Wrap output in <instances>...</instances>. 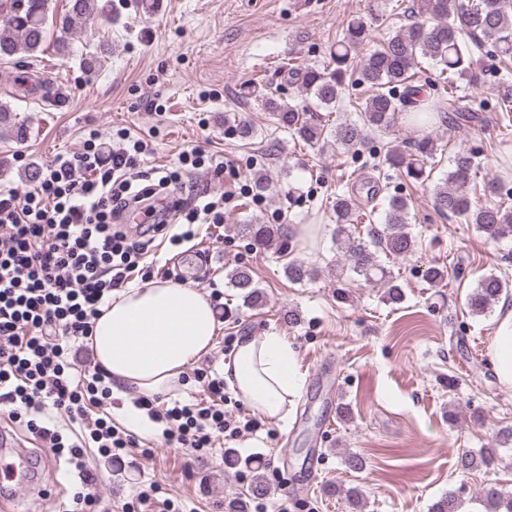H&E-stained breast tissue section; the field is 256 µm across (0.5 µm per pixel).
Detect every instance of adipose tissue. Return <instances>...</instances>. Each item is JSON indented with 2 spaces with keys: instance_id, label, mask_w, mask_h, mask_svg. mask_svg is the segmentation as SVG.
Instances as JSON below:
<instances>
[{
  "instance_id": "ef3b65f1",
  "label": "adipose tissue",
  "mask_w": 512,
  "mask_h": 512,
  "mask_svg": "<svg viewBox=\"0 0 512 512\" xmlns=\"http://www.w3.org/2000/svg\"><path fill=\"white\" fill-rule=\"evenodd\" d=\"M217 320L199 288L153 280L115 293L93 324L90 339L96 361L116 391L147 397L176 390L187 367L211 352ZM499 385L512 390V305L502 304L490 341ZM224 379L236 395L266 418L288 415V399L302 379L287 339L270 332L239 341Z\"/></svg>"
}]
</instances>
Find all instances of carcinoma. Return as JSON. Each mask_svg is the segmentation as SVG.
Masks as SVG:
<instances>
[{
    "label": "carcinoma",
    "instance_id": "obj_1",
    "mask_svg": "<svg viewBox=\"0 0 512 512\" xmlns=\"http://www.w3.org/2000/svg\"><path fill=\"white\" fill-rule=\"evenodd\" d=\"M48 0H8L0 3V56L24 54L29 57L43 50L46 40ZM412 13L423 21L398 30L383 38L354 64L357 53L368 44L371 26L384 20L386 9L370 12L349 20L342 36L330 47L329 65L291 67L290 82L301 89L304 99L298 104H286L266 85L250 82L243 94L260 103L271 113L278 127L291 132L308 145L332 141L338 149H358L365 146L367 132L386 133L395 120L406 112V102L415 97L411 85L413 73L420 60L427 59L448 82L442 91L426 103H415L410 119L424 126L431 114L460 110L456 81L468 83L475 78V62L464 35H477L491 42L501 55H512V0H413ZM112 20V0H70L69 8L59 20L61 35L57 50L67 51L66 35L78 26ZM366 85L370 95L360 110V122H330L329 110L336 107L341 94L350 86ZM11 128L15 139L25 136L24 124L6 105H0V125ZM438 138L430 133L409 142V149L399 144L389 145L382 163L403 170L415 181L430 180L437 152ZM473 154L465 149L455 152L450 169L431 188L434 209L442 215L459 216L476 225L488 239L498 241L512 236V207L503 202L481 203L470 196L474 180ZM336 228V246L346 254L348 271L366 283L382 282L387 286V298L393 303L403 299V291L392 271L382 264L378 254L387 257H406L417 245L409 230L410 206L407 197L392 196L383 211L380 227L374 229L370 240L353 236L351 224L360 218L357 198L338 193L332 201ZM246 233L254 246L268 248L276 240L278 229L270 224H248ZM234 287L244 290V301L259 306L262 292L255 287L253 277L245 267L230 275ZM508 283L494 273L483 275L468 298L474 314H483L496 303ZM512 445V428L497 431L491 447L480 456L464 453L457 466L463 472L480 466L489 467L496 459L497 448ZM486 512H512V495L504 494L494 485L479 492ZM458 496L452 491L431 507V512H458Z\"/></svg>",
    "mask_w": 512,
    "mask_h": 512
}]
</instances>
